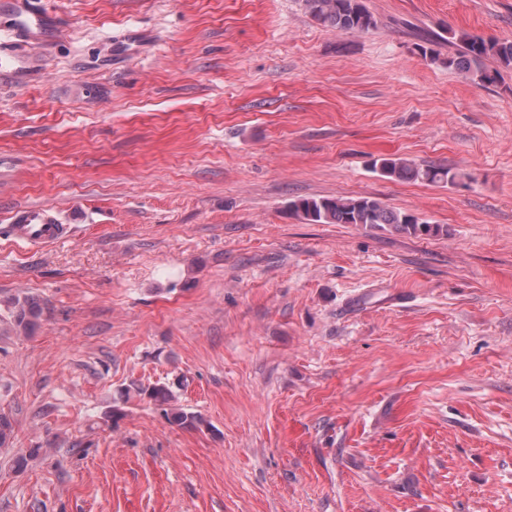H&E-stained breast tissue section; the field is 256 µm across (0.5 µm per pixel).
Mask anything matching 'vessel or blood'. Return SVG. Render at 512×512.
<instances>
[{
    "instance_id": "1",
    "label": "vessel or blood",
    "mask_w": 512,
    "mask_h": 512,
    "mask_svg": "<svg viewBox=\"0 0 512 512\" xmlns=\"http://www.w3.org/2000/svg\"><path fill=\"white\" fill-rule=\"evenodd\" d=\"M35 0H0V17L7 24L0 36L7 42L47 52L57 41L61 29L56 16L35 9ZM30 74L28 61L22 56H8L0 51V79L21 85ZM70 228L59 223L51 208L32 206L14 213L11 223L0 225V238L19 243L47 245L68 237Z\"/></svg>"
}]
</instances>
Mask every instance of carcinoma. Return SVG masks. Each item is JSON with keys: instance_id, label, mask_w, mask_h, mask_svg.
Returning <instances> with one entry per match:
<instances>
[{"instance_id": "obj_1", "label": "carcinoma", "mask_w": 512, "mask_h": 512, "mask_svg": "<svg viewBox=\"0 0 512 512\" xmlns=\"http://www.w3.org/2000/svg\"><path fill=\"white\" fill-rule=\"evenodd\" d=\"M303 9L317 22L339 33L368 32L377 27V21L365 0H300ZM446 41L458 49L446 58H440L435 49L438 42L422 38L417 49L422 57L440 62L454 70L463 79L480 86L499 82L502 72L512 70V39L484 38L466 31L448 30ZM371 169L381 176L397 181L427 185H455L462 175L444 163L416 162L412 159L379 158L370 162ZM288 211L311 224H356L382 228L392 227L414 236H437L446 233L439 224H431L413 213L388 207L373 196L297 197L288 201ZM13 310L15 327L30 331L42 314L39 304L28 297L8 301ZM143 396L161 408L167 421L181 429L198 430L203 418L171 404V386H135L126 389L125 396Z\"/></svg>"}]
</instances>
